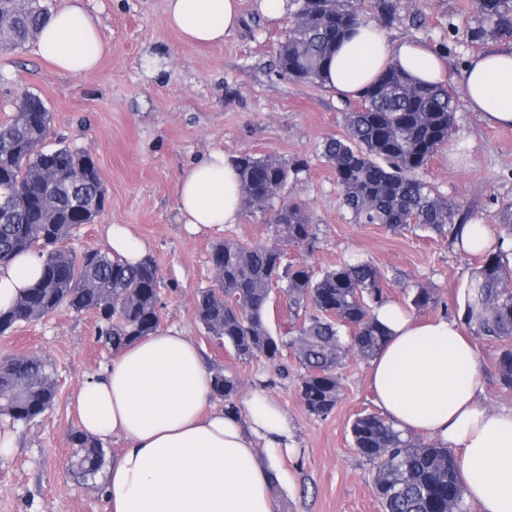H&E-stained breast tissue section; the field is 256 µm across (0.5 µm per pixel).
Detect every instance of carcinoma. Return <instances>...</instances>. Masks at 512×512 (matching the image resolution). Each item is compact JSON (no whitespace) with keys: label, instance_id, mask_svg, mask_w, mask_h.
Segmentation results:
<instances>
[{"label":"carcinoma","instance_id":"carcinoma-1","mask_svg":"<svg viewBox=\"0 0 512 512\" xmlns=\"http://www.w3.org/2000/svg\"><path fill=\"white\" fill-rule=\"evenodd\" d=\"M369 5L384 24L396 18L394 0H297L288 38L280 43L276 67L286 79L325 85L336 47L361 21ZM49 9L42 0H0V51L22 46L41 29ZM472 42L512 38V0H475ZM344 113L346 135L330 137L322 154L333 166L343 206L357 224H381L396 232L421 227L457 239L465 224L460 204L434 192L420 170L448 143L456 100L442 85L414 82L393 66ZM51 115L20 106L0 124V183L12 187L8 208L0 207V262L36 250L40 277L0 312V334L44 318L62 307L93 312L95 340L118 349L155 333L161 324L160 277L153 260L129 265L107 252L77 254L60 246L103 211L106 192L89 152L48 143ZM244 203L270 210L276 227L271 242L217 244L210 264L217 287L196 296L195 318L210 336L230 345L242 360L259 359L278 368L283 351H294L304 373L299 396L317 416L329 414L339 398L338 369L349 353L376 355L386 332L374 310L386 301L385 276L365 260L345 261L317 274L306 261L283 264L288 244L313 253L317 235L307 208L298 202L274 206L302 164L249 152L234 159ZM505 234L484 254L465 292L464 320L475 335L512 340V202L500 205ZM281 294L290 322L272 332L266 312ZM411 305H437L427 288ZM500 384L512 389V346L497 358ZM213 395L235 410L238 382L217 370ZM56 396L52 364L37 355L0 360V415L28 424L50 409ZM355 448L375 469L373 490L383 512H467L456 457L446 448L405 438L385 418L366 413L351 424ZM71 469L86 483L105 465V451L80 430L70 433Z\"/></svg>","mask_w":512,"mask_h":512}]
</instances>
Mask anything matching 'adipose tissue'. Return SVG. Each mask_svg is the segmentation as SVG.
Segmentation results:
<instances>
[{
  "label": "adipose tissue",
  "mask_w": 512,
  "mask_h": 512,
  "mask_svg": "<svg viewBox=\"0 0 512 512\" xmlns=\"http://www.w3.org/2000/svg\"><path fill=\"white\" fill-rule=\"evenodd\" d=\"M165 13L190 45L222 42L242 25L239 0H166ZM106 49L83 0L53 11L35 46L72 76L96 70ZM392 65L426 83L443 82L447 72L438 51L388 38L369 19L338 47L326 87L354 98ZM454 81L470 111L512 127V46L471 55ZM241 206L238 174L223 150H210L179 177L178 209L193 231L236 223ZM42 263L30 251L0 265L1 309L37 280ZM376 316L387 338L368 378L382 415L403 435L456 449L463 497L479 512H512V406L485 405L474 343L445 317L420 322L390 302ZM212 381L195 343L162 328L114 351L81 383L80 430L124 443L102 477L106 512H274L279 462L292 447L288 418L259 391L241 411L213 407Z\"/></svg>",
  "instance_id": "adipose-tissue-1"
}]
</instances>
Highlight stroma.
<instances>
[{
    "mask_svg": "<svg viewBox=\"0 0 512 512\" xmlns=\"http://www.w3.org/2000/svg\"><path fill=\"white\" fill-rule=\"evenodd\" d=\"M98 19L107 51L86 75L56 71L34 44L0 52V123L15 113L23 93L39 95L52 114L50 139L88 151L106 188V204L94 223L65 242L83 252L105 250L111 225L129 227L147 242L161 276L163 327L186 332L213 370L236 379L238 398L265 391L286 412L294 449L281 463L286 489L275 492L276 512H381L373 491V469L353 445L350 426L358 413L377 412L368 383V361L348 357L339 369L341 392L331 413L310 414L298 395L302 369L292 350L280 368L238 359L197 323L198 291L213 287L209 256L227 240L253 244L274 239L267 213L242 210L223 230L191 232L181 224L177 203L183 169L209 149L233 158L243 152L302 162L284 197L304 204L316 226L313 254L285 247L284 261L309 260L327 269L351 257L372 262L385 276L388 300L409 307L414 289H432L438 304L421 319H462L464 292L480 256L455 251L449 236L412 227L393 232L379 224H357L344 210L331 165L321 154L329 136L346 132L344 113L359 99L280 77L274 65L289 17L268 22L256 0H240L244 24L223 43L185 44L168 28L165 0H84ZM420 25H412V15ZM473 0H399L388 35L439 48L449 73H457L481 43L466 40L474 23ZM438 194L472 211V220L502 235L500 201H512V128L492 127L459 106L447 146L421 172ZM97 317L60 309L0 335V359L15 354L49 357L57 368L52 409L19 425L17 452L0 461V512H106L97 488L78 485L68 473L69 435L78 421L71 400L81 380L100 371L111 356L96 343ZM486 376L485 402L512 406L496 361L498 340L476 338Z\"/></svg>",
    "mask_w": 512,
    "mask_h": 512,
    "instance_id": "stroma-1",
    "label": "stroma"
}]
</instances>
